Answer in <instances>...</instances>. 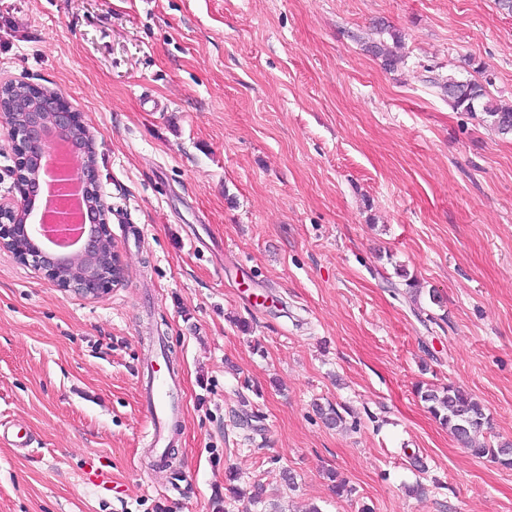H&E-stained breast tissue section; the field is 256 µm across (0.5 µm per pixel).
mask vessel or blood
<instances>
[{
    "label": "vessel or blood",
    "instance_id": "vessel-or-blood-1",
    "mask_svg": "<svg viewBox=\"0 0 512 512\" xmlns=\"http://www.w3.org/2000/svg\"><path fill=\"white\" fill-rule=\"evenodd\" d=\"M138 396L140 407L151 423L146 440L151 462L155 468H168L183 422L180 382L175 371L162 373L153 364H145Z\"/></svg>",
    "mask_w": 512,
    "mask_h": 512
}]
</instances>
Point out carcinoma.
Instances as JSON below:
<instances>
[{"instance_id":"carcinoma-1","label":"carcinoma","mask_w":512,"mask_h":512,"mask_svg":"<svg viewBox=\"0 0 512 512\" xmlns=\"http://www.w3.org/2000/svg\"><path fill=\"white\" fill-rule=\"evenodd\" d=\"M378 34L389 35L391 42H373L366 46V50L381 58L385 69L393 70L403 61L397 52L401 37L385 28L380 29ZM429 82L452 109L474 115L480 113L500 135L512 136V106L493 103L485 84L450 74H437L430 77ZM416 394L434 418L448 427L454 438L474 455L488 457L506 469L512 468V444L473 446L476 436L489 426V418L483 404L471 392L450 384L442 389L420 386Z\"/></svg>"}]
</instances>
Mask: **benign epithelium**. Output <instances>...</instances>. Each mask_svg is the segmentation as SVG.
<instances>
[{
  "label": "benign epithelium",
  "instance_id": "obj_1",
  "mask_svg": "<svg viewBox=\"0 0 512 512\" xmlns=\"http://www.w3.org/2000/svg\"><path fill=\"white\" fill-rule=\"evenodd\" d=\"M54 100V112L46 118L42 112L31 111L28 101L12 100L0 94V109L11 107L19 117V125L10 126L11 134L18 143L15 170L18 179L26 183L25 193L34 199L42 195L44 186L38 178L29 182L27 163L29 157L40 158L45 153V130L51 128L65 135L79 129L84 137H90L77 113L70 111L59 96H54ZM76 178L86 190L87 198L99 196V172L95 164L81 163ZM20 209L18 200L0 201L1 250L13 251L20 262L38 268L62 289L85 296L101 297L122 282L124 268L121 256L112 244L105 213L93 202L83 204V221L76 228L79 249L72 256H63L54 248L34 249L28 246L36 228L41 237L49 240L52 234L63 232L67 227H47L41 220H22Z\"/></svg>",
  "mask_w": 512,
  "mask_h": 512
}]
</instances>
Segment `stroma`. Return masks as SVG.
Wrapping results in <instances>:
<instances>
[{
    "mask_svg": "<svg viewBox=\"0 0 512 512\" xmlns=\"http://www.w3.org/2000/svg\"><path fill=\"white\" fill-rule=\"evenodd\" d=\"M379 22L402 37L392 71L364 49ZM433 69L512 104V15L0 0V80L80 113L125 263L92 298L0 250V422L36 438L0 446V512H512V469L415 394L461 386L490 417L477 443L512 441V139L448 106ZM160 352L184 403L168 474L138 403ZM231 470L261 503L226 495Z\"/></svg>",
    "mask_w": 512,
    "mask_h": 512,
    "instance_id": "stroma-1",
    "label": "stroma"
}]
</instances>
